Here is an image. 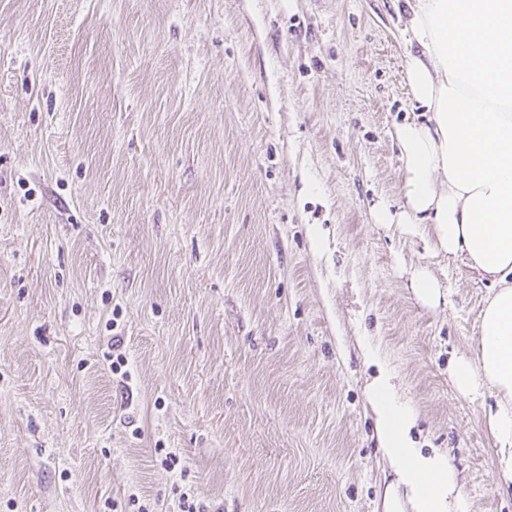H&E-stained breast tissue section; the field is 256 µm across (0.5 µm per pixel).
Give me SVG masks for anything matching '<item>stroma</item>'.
<instances>
[{
  "instance_id": "35a3bbf8",
  "label": "stroma",
  "mask_w": 512,
  "mask_h": 512,
  "mask_svg": "<svg viewBox=\"0 0 512 512\" xmlns=\"http://www.w3.org/2000/svg\"><path fill=\"white\" fill-rule=\"evenodd\" d=\"M403 6L0 0V512H382V370L512 512L496 400L449 377L493 283L375 217L422 118ZM412 286L421 303L435 307L440 303L443 293L439 282L426 270H418L412 276Z\"/></svg>"
}]
</instances>
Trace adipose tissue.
Wrapping results in <instances>:
<instances>
[{
    "instance_id": "obj_1",
    "label": "adipose tissue",
    "mask_w": 512,
    "mask_h": 512,
    "mask_svg": "<svg viewBox=\"0 0 512 512\" xmlns=\"http://www.w3.org/2000/svg\"><path fill=\"white\" fill-rule=\"evenodd\" d=\"M403 34L410 93L424 114L395 131L404 171L403 209L381 210L429 235L496 289L482 309L475 358L454 361L463 395L489 390L487 417L500 479L512 483V0H406ZM394 480L383 512H468L445 452L410 436L412 411L395 400L390 373L368 386Z\"/></svg>"
}]
</instances>
